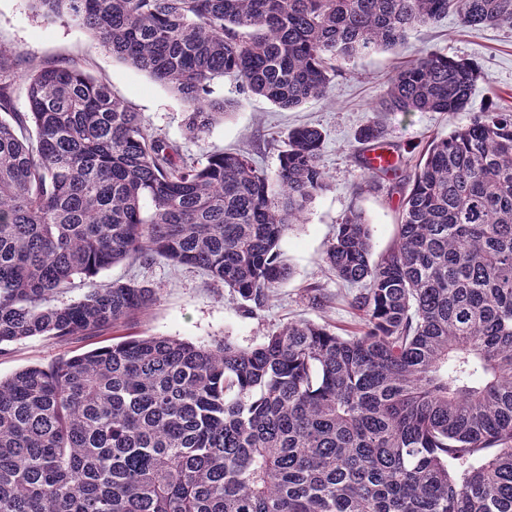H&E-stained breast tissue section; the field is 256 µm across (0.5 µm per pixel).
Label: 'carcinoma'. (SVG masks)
Masks as SVG:
<instances>
[{"label": "carcinoma", "mask_w": 512, "mask_h": 512, "mask_svg": "<svg viewBox=\"0 0 512 512\" xmlns=\"http://www.w3.org/2000/svg\"><path fill=\"white\" fill-rule=\"evenodd\" d=\"M169 86L190 137L226 115V74L283 109L327 95L358 53L396 51L450 13L512 26V0H31ZM0 80V345L93 337L157 300L100 271L189 266L265 308L289 276L278 244L327 185L322 131L288 132L279 167L201 161L152 134L108 84L22 66ZM480 73L424 51L381 112H461ZM377 122L357 140L369 151ZM372 259L352 211L325 256L358 285V336L290 322L262 343L126 336L0 379V512H512V111L431 141ZM84 285L70 304L57 297Z\"/></svg>", "instance_id": "cac0c4a2"}]
</instances>
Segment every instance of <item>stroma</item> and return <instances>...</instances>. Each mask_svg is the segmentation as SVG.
<instances>
[{
    "instance_id": "35a3bbf8",
    "label": "stroma",
    "mask_w": 512,
    "mask_h": 512,
    "mask_svg": "<svg viewBox=\"0 0 512 512\" xmlns=\"http://www.w3.org/2000/svg\"><path fill=\"white\" fill-rule=\"evenodd\" d=\"M0 42L16 47L30 63L65 61L107 83L116 97L138 112L149 131L177 142L195 159L216 147L243 150L260 169L271 172L279 166L291 129L309 124L323 131L320 164L328 185L308 203L305 223L293 225L282 237L279 251L291 274L278 284L263 311L249 314L222 284L162 260L146 268L122 263L99 273L101 284L137 279L155 288L157 300L138 318L134 334L170 336L195 344L225 337L250 347L291 321L324 324L345 337L359 334L364 322L351 304L355 290L328 268L326 250L336 225L349 211L359 210L370 225L373 255L385 252L397 233L400 199L391 181L372 180L358 163L360 126L369 120L380 123L384 142L394 149L401 172L408 177L434 138L447 136L476 113L512 107V28H470L452 14L435 25L410 31L397 51L373 50L352 58L333 76L328 98L294 109L284 110L263 97L241 94L238 79L225 76L215 83L214 95L230 102L229 113L196 138L186 133V107L175 93L113 57L68 19L47 24L29 0H0ZM422 49L479 68L482 76L467 109L448 114L377 111L396 67ZM314 292L322 296L321 305L312 304ZM112 337L107 330L92 338L58 341L37 336L8 344L0 350V378L110 345Z\"/></svg>"
}]
</instances>
